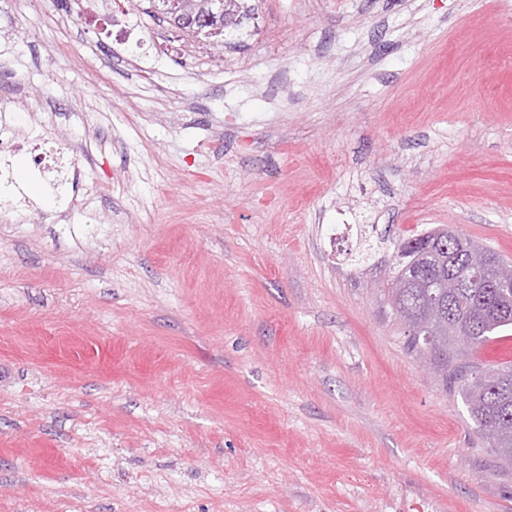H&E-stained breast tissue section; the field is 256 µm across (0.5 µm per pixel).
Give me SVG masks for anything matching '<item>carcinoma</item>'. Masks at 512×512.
I'll list each match as a JSON object with an SVG mask.
<instances>
[{
  "label": "carcinoma",
  "mask_w": 512,
  "mask_h": 512,
  "mask_svg": "<svg viewBox=\"0 0 512 512\" xmlns=\"http://www.w3.org/2000/svg\"><path fill=\"white\" fill-rule=\"evenodd\" d=\"M238 0H210L207 29L231 32ZM478 243L443 226L400 247L390 289L397 315L409 313L408 348L432 358L443 383L458 390L478 433L500 460L512 463V364L488 367L476 354L498 333L512 329V292L495 294L488 282L512 264L485 248L483 276L468 274L465 254Z\"/></svg>",
  "instance_id": "cac0c4a2"
}]
</instances>
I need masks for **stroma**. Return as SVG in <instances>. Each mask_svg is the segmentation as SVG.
<instances>
[{
  "mask_svg": "<svg viewBox=\"0 0 512 512\" xmlns=\"http://www.w3.org/2000/svg\"><path fill=\"white\" fill-rule=\"evenodd\" d=\"M150 9L0 0V512H512L385 292L440 224L512 262V0ZM164 1H170V0H152L149 1L152 3V8H154V12L162 14L166 19L172 22L173 25L176 26L178 24V21L181 18H185L187 21V25L193 26L194 24H197L199 26H203L207 20L208 16H205L200 13H193L192 11L186 10V3L184 0H172L171 1V10L174 13L181 12L180 17L174 16L172 13H170L167 10V7L165 5ZM210 23L207 27L197 31V26L194 28H187L186 32L201 33L205 29L221 30V35L232 34L233 16H235L238 0H209Z\"/></svg>",
  "mask_w": 512,
  "mask_h": 512,
  "instance_id": "obj_1",
  "label": "stroma"
}]
</instances>
